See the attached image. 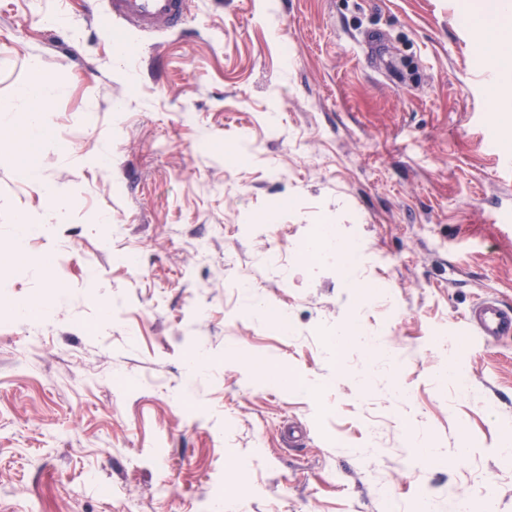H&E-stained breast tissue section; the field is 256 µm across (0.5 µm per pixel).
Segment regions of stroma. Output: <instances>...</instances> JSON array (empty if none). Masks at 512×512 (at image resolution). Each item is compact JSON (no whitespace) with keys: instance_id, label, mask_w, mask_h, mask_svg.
Masks as SVG:
<instances>
[{"instance_id":"stroma-1","label":"stroma","mask_w":512,"mask_h":512,"mask_svg":"<svg viewBox=\"0 0 512 512\" xmlns=\"http://www.w3.org/2000/svg\"><path fill=\"white\" fill-rule=\"evenodd\" d=\"M459 5L194 0L119 59L88 0H0V104L34 60L64 85L49 137L0 128V512H512V338L460 334L485 294L512 303V94L492 105ZM22 211L50 231L20 250ZM323 224L356 281L304 260ZM352 321L384 351L331 348ZM408 445L412 448L414 457L422 463L430 464L439 459L443 453V448L429 446L426 441L417 433H412L408 438Z\"/></svg>"}]
</instances>
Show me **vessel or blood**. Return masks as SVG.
Wrapping results in <instances>:
<instances>
[{
	"label": "vessel or blood",
	"mask_w": 512,
	"mask_h": 512,
	"mask_svg": "<svg viewBox=\"0 0 512 512\" xmlns=\"http://www.w3.org/2000/svg\"><path fill=\"white\" fill-rule=\"evenodd\" d=\"M188 10V0H98L92 17L97 24L116 27L119 34L145 37L179 28ZM464 326L483 343L511 337L512 304L484 298L465 314Z\"/></svg>",
	"instance_id": "1"
}]
</instances>
